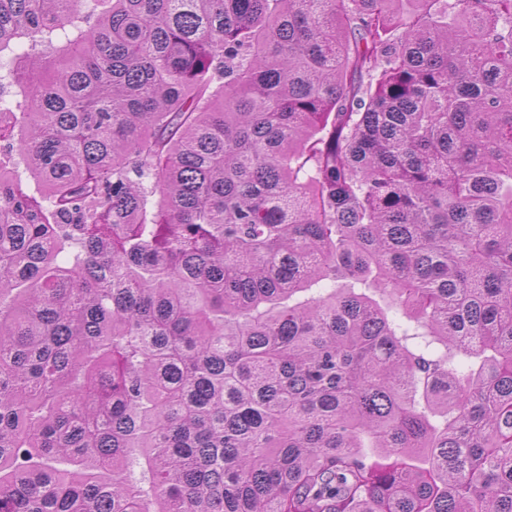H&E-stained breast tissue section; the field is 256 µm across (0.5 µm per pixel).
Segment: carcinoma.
Instances as JSON below:
<instances>
[{
	"mask_svg": "<svg viewBox=\"0 0 512 512\" xmlns=\"http://www.w3.org/2000/svg\"><path fill=\"white\" fill-rule=\"evenodd\" d=\"M509 17L0 0V512H512Z\"/></svg>",
	"mask_w": 512,
	"mask_h": 512,
	"instance_id": "1",
	"label": "carcinoma"
}]
</instances>
